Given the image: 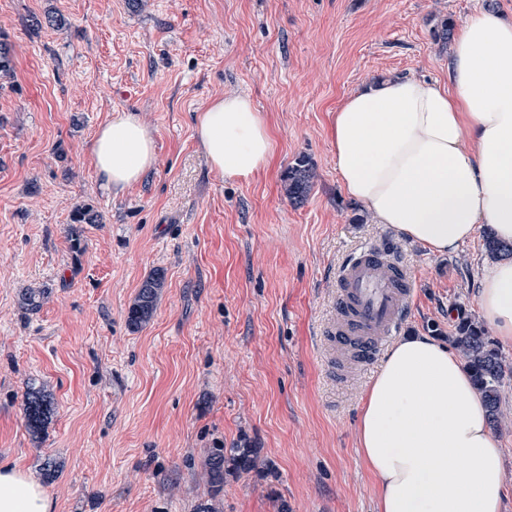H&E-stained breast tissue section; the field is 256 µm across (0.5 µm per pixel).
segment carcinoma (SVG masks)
Returning a JSON list of instances; mask_svg holds the SVG:
<instances>
[{
  "label": "carcinoma",
  "instance_id": "obj_1",
  "mask_svg": "<svg viewBox=\"0 0 512 512\" xmlns=\"http://www.w3.org/2000/svg\"><path fill=\"white\" fill-rule=\"evenodd\" d=\"M454 27L453 20L441 19L434 30L435 41L447 45ZM313 179L314 173L308 158L304 155L298 157L288 167L284 177L288 197L295 201L302 200L310 191ZM73 221L76 224H99L101 214L90 206H78L74 210ZM486 248L493 257L512 256V244L499 242L491 233L486 236ZM164 284V274L160 271L148 275L142 281L128 311V323L132 328L139 329L150 322ZM44 297L45 291L30 288L21 295V304L33 311L41 306ZM452 343L464 358L474 384L486 403L490 424L499 427L506 418L500 400V387L505 374H512V365L489 342L485 328L467 315L459 317ZM50 414L51 402L47 396L38 388H30L25 402L29 429L34 433L40 432ZM257 458V449L249 445L232 448L228 453L222 448L214 449L206 460L213 491L217 493L222 489L226 476H239L255 469Z\"/></svg>",
  "mask_w": 512,
  "mask_h": 512
}]
</instances>
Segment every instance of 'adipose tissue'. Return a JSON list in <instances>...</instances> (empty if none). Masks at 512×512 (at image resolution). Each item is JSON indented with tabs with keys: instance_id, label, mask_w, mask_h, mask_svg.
I'll return each instance as SVG.
<instances>
[{
	"instance_id": "1",
	"label": "adipose tissue",
	"mask_w": 512,
	"mask_h": 512,
	"mask_svg": "<svg viewBox=\"0 0 512 512\" xmlns=\"http://www.w3.org/2000/svg\"><path fill=\"white\" fill-rule=\"evenodd\" d=\"M194 133L212 168L248 179L273 141L245 95L212 99ZM346 194L376 223L435 255L480 225L512 243V21L478 12L451 49L447 83L390 78L351 92L331 122ZM91 155L101 185L120 193L156 162L150 131L114 110ZM483 320L512 346V259L477 290ZM357 443L377 486L376 512H502L503 450L460 355L426 335L395 342L364 390ZM44 488L0 465V512H52Z\"/></svg>"
}]
</instances>
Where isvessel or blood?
I'll use <instances>...</instances> for the list:
<instances>
[{
  "label": "vessel or blood",
  "mask_w": 512,
  "mask_h": 512,
  "mask_svg": "<svg viewBox=\"0 0 512 512\" xmlns=\"http://www.w3.org/2000/svg\"><path fill=\"white\" fill-rule=\"evenodd\" d=\"M336 318L323 336L344 376L371 364L402 329L412 275L383 243L350 253L336 272Z\"/></svg>",
  "instance_id": "b4317fda"
}]
</instances>
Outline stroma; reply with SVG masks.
Instances as JSON below:
<instances>
[{
	"label": "stroma",
	"mask_w": 512,
	"mask_h": 512,
	"mask_svg": "<svg viewBox=\"0 0 512 512\" xmlns=\"http://www.w3.org/2000/svg\"><path fill=\"white\" fill-rule=\"evenodd\" d=\"M487 9L512 19V0H0V463L53 512H375L355 430L376 370L337 377L317 344L334 273L391 240L414 281L402 335L447 344L458 312L479 317L492 261L480 233L437 256L375 223L344 193L331 121L376 79L447 82L438 19ZM238 94L274 141L248 179L212 169L194 134L212 98ZM117 108L151 131L156 163L111 195L90 144ZM301 155L316 178L296 205L282 177ZM79 205L102 223L73 226ZM156 270V312L131 329ZM28 288L48 291L30 314ZM32 386L52 402L38 435ZM243 444L261 465L211 493V450ZM164 284L161 271L153 272L142 281L128 311V323L133 329L142 328L150 322Z\"/></svg>",
	"instance_id": "obj_1"
}]
</instances>
